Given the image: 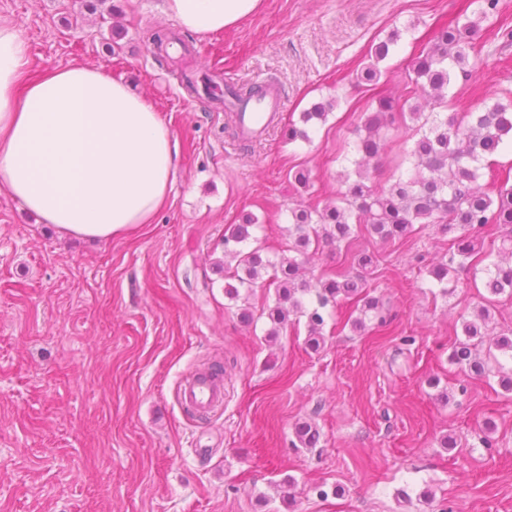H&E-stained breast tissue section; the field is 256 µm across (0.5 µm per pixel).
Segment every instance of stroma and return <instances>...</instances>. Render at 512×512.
<instances>
[{"instance_id": "obj_1", "label": "stroma", "mask_w": 512, "mask_h": 512, "mask_svg": "<svg viewBox=\"0 0 512 512\" xmlns=\"http://www.w3.org/2000/svg\"><path fill=\"white\" fill-rule=\"evenodd\" d=\"M160 3L0 0V25L20 31L33 71L101 69L152 101L180 144L166 207L109 242L60 235L0 192V512H512V393L493 379L457 393L448 355L482 291L461 273L440 294L429 269L451 241L439 225L382 245L369 281L385 331L346 327L344 303L317 352L303 323L268 336L259 312L274 292L229 299L218 266L225 230L250 216L265 257L287 254L289 208L335 199L362 113L400 93L414 54L468 0H264L222 34H188L195 72L278 89L279 122L253 141L225 130L220 99L201 104L155 62L152 33L175 27ZM504 24L512 0L480 25L475 72L450 90L460 109L512 90V45L490 36ZM395 31L369 90L358 78L369 47ZM328 101L326 121L289 140V124ZM297 167L309 187L289 180ZM373 244L358 232L312 267L351 271L352 253ZM246 307L257 320L242 319ZM214 362L224 407L197 418L177 387ZM303 421L316 447L297 446ZM449 434L461 447L443 448Z\"/></svg>"}]
</instances>
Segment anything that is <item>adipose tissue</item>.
Here are the masks:
<instances>
[{"label": "adipose tissue", "mask_w": 512, "mask_h": 512, "mask_svg": "<svg viewBox=\"0 0 512 512\" xmlns=\"http://www.w3.org/2000/svg\"><path fill=\"white\" fill-rule=\"evenodd\" d=\"M263 0H161L181 29L220 34ZM16 27L0 25V190L64 236L109 241L150 223L173 184L178 143L146 98L100 70L31 74Z\"/></svg>", "instance_id": "1"}]
</instances>
